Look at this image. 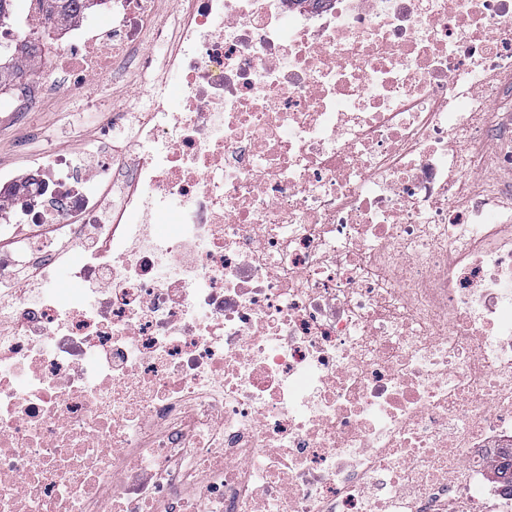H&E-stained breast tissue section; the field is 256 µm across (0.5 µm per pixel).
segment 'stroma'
Returning <instances> with one entry per match:
<instances>
[{
	"instance_id": "stroma-1",
	"label": "stroma",
	"mask_w": 512,
	"mask_h": 512,
	"mask_svg": "<svg viewBox=\"0 0 512 512\" xmlns=\"http://www.w3.org/2000/svg\"><path fill=\"white\" fill-rule=\"evenodd\" d=\"M159 85L171 105H179L178 76L158 69L126 84L90 85L82 97L64 106L49 101L40 111L18 114L0 124V167L23 171L43 162L46 152L70 154L97 145L102 125L88 120L90 103L110 99L120 105L137 95L148 96Z\"/></svg>"
}]
</instances>
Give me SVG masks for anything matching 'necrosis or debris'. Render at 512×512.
<instances>
[{"mask_svg": "<svg viewBox=\"0 0 512 512\" xmlns=\"http://www.w3.org/2000/svg\"><path fill=\"white\" fill-rule=\"evenodd\" d=\"M112 142L0 170V512H461L512 446V0H84L16 112L153 65ZM172 217L170 232L158 229Z\"/></svg>", "mask_w": 512, "mask_h": 512, "instance_id": "4bbe7bcc", "label": "necrosis or debris"}]
</instances>
